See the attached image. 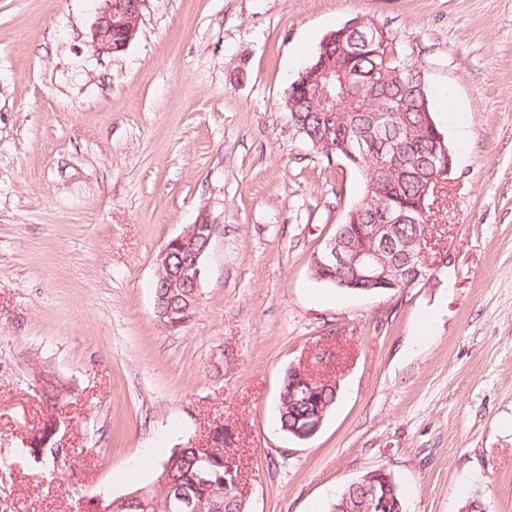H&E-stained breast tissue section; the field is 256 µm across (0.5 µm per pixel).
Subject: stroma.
Returning <instances> with one entry per match:
<instances>
[{
    "label": "stroma",
    "instance_id": "35a3bbf8",
    "mask_svg": "<svg viewBox=\"0 0 512 512\" xmlns=\"http://www.w3.org/2000/svg\"><path fill=\"white\" fill-rule=\"evenodd\" d=\"M96 7L0 0V512H90L217 426L248 512H326L379 468L405 512H512V0H146L112 56L89 45ZM358 16L421 68L455 159L425 277L373 294L312 275L365 175L283 103ZM204 214L200 308L169 332L157 257ZM319 348L337 399L298 440L280 392ZM41 373L66 395L31 452Z\"/></svg>",
    "mask_w": 512,
    "mask_h": 512
}]
</instances>
